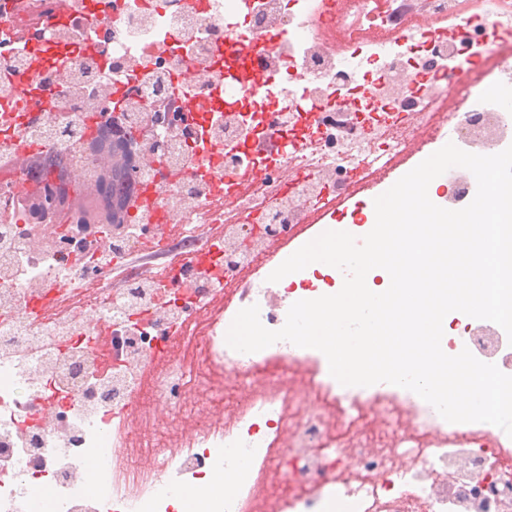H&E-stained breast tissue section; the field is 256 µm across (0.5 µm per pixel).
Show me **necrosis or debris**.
Masks as SVG:
<instances>
[{
    "label": "necrosis or debris",
    "instance_id": "4bbe7bcc",
    "mask_svg": "<svg viewBox=\"0 0 512 512\" xmlns=\"http://www.w3.org/2000/svg\"><path fill=\"white\" fill-rule=\"evenodd\" d=\"M419 10L405 38L391 25ZM447 21L436 34L428 20ZM346 31L342 46L326 37ZM466 38H459V29ZM284 34L255 59L266 89L223 97L247 70L224 59L223 35L257 42ZM492 55L490 80L465 66ZM436 76L462 80L454 108L435 111ZM512 89V10L480 0H0V512H29L50 491L52 512H174L184 490L248 460L255 478L217 494L208 512H334L333 494L355 512H512V437L483 422L451 423L414 392L389 384L344 386L325 355L280 341L254 352L224 342L239 309L258 305L268 329L284 326L291 286L257 271L270 241L291 237L311 212L389 169L415 128L422 145L448 138L478 155L512 145V111L489 105ZM104 126L130 140V174L142 204L132 234L87 263L97 228L58 219L60 189L100 179L91 143ZM278 156L256 153L266 136ZM60 158L71 174L34 179L20 152ZM35 199L36 207L20 209ZM186 227L196 250L204 224L224 227V245L192 272L163 280L106 277L158 226ZM90 285L78 304L48 298L61 266ZM237 285L195 345L191 371L157 367L176 324L223 285ZM462 349L512 375V340L469 318L449 334ZM238 389L233 411L177 442L136 441L117 425L145 373L154 397L182 413L200 401L214 371ZM300 388H281V373ZM49 407L57 425L37 424ZM113 446L108 491L90 497L87 460Z\"/></svg>",
    "mask_w": 512,
    "mask_h": 512
}]
</instances>
